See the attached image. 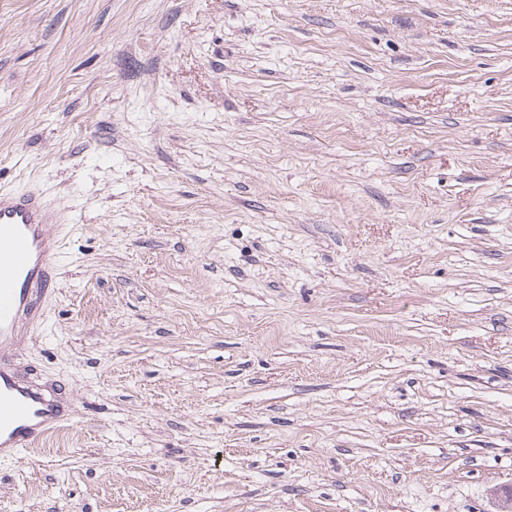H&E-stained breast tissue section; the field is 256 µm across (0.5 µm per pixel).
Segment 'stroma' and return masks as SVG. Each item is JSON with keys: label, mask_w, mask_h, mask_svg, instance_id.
Wrapping results in <instances>:
<instances>
[{"label": "stroma", "mask_w": 512, "mask_h": 512, "mask_svg": "<svg viewBox=\"0 0 512 512\" xmlns=\"http://www.w3.org/2000/svg\"><path fill=\"white\" fill-rule=\"evenodd\" d=\"M64 223L0 512H495L512 0H0V191Z\"/></svg>", "instance_id": "obj_1"}]
</instances>
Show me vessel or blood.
<instances>
[{"instance_id":"obj_1","label":"vessel or blood","mask_w":512,"mask_h":512,"mask_svg":"<svg viewBox=\"0 0 512 512\" xmlns=\"http://www.w3.org/2000/svg\"><path fill=\"white\" fill-rule=\"evenodd\" d=\"M60 213L32 190L0 192V460H13L70 422L61 401L16 367L22 321L41 318L54 291Z\"/></svg>"}]
</instances>
